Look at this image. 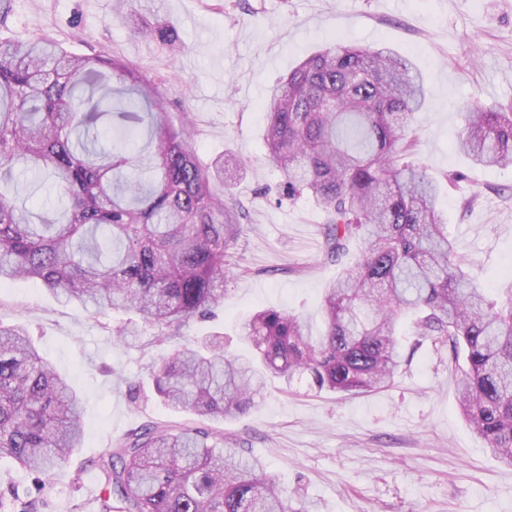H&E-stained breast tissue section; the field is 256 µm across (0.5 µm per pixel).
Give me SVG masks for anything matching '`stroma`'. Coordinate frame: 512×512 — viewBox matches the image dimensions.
<instances>
[{
  "label": "stroma",
  "mask_w": 512,
  "mask_h": 512,
  "mask_svg": "<svg viewBox=\"0 0 512 512\" xmlns=\"http://www.w3.org/2000/svg\"><path fill=\"white\" fill-rule=\"evenodd\" d=\"M114 0H13L12 35L43 30L69 51L117 55L163 79L173 124L190 123L201 163L231 152L244 169L232 189L246 212L226 251L224 305L191 319L184 341L223 332L229 352L249 354L239 322L260 308H286L322 329L326 284L352 267L351 241L327 260L324 214L310 201L278 202L260 105L269 90L326 41L386 46L422 75L426 103L410 131L411 159L441 187L439 206L480 286L512 268V168L478 167L457 147L466 106H512V0H165L186 44L171 55L136 34L142 17H113ZM460 174V182L449 177ZM26 324L39 353L81 398L86 439L44 492L43 512H92L101 490L93 463L146 424L190 416L165 406L143 378L175 343L144 328L141 344L112 338L113 320L58 301L42 285L0 288V324ZM405 364L385 390L349 396L307 384L268 382L245 413L225 418V440L276 475L289 512H512V467L487 451L457 402L460 368L447 348L398 336Z\"/></svg>",
  "instance_id": "1"
}]
</instances>
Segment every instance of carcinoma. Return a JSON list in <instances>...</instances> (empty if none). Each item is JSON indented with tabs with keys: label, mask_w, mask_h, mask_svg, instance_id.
Segmentation results:
<instances>
[{
	"label": "carcinoma",
	"mask_w": 512,
	"mask_h": 512,
	"mask_svg": "<svg viewBox=\"0 0 512 512\" xmlns=\"http://www.w3.org/2000/svg\"><path fill=\"white\" fill-rule=\"evenodd\" d=\"M140 29L176 55L175 24L143 5ZM126 99L113 101L112 84ZM425 104L421 77L390 50L339 42L306 56L263 103L267 160L288 201L307 196L326 215L325 256L367 243L353 269L329 282L323 332L302 314L263 308L242 326L251 355L228 353L224 334L180 346L149 372L157 397L206 420L245 412L269 380L304 377L319 390L364 395L391 384L402 362L403 316L413 335L464 361L461 414L512 467V276L479 288L448 235L439 186L407 161L409 125ZM112 149L98 150L100 119ZM145 127L149 151L131 136ZM458 150L482 167H512V107L470 106ZM55 178L58 220L35 222L17 203L13 170ZM236 160L197 162L188 125L169 123L158 84L117 56L71 55L46 35H0V286L40 283L94 314L131 311L181 338L189 320L224 302L225 250L240 232L228 186ZM116 342L140 343L130 321ZM86 435L81 399L39 354L22 325H0V458L40 482L64 468ZM96 512H288L265 464L224 446V432L145 425L96 461ZM44 500L0 499L5 512H41Z\"/></svg>",
	"instance_id": "carcinoma-1"
}]
</instances>
